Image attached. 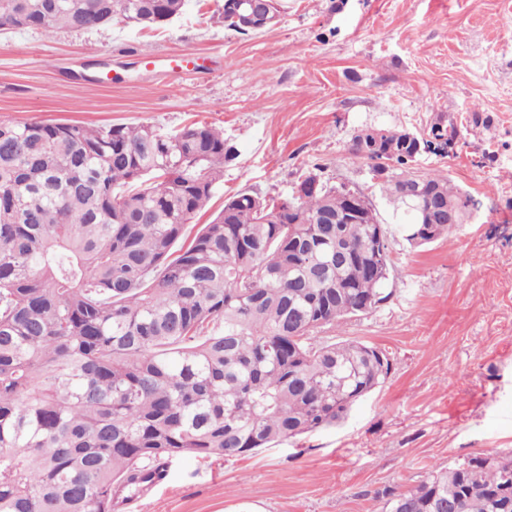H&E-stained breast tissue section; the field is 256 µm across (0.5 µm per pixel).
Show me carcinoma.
Wrapping results in <instances>:
<instances>
[{
  "label": "carcinoma",
  "instance_id": "1",
  "mask_svg": "<svg viewBox=\"0 0 512 512\" xmlns=\"http://www.w3.org/2000/svg\"><path fill=\"white\" fill-rule=\"evenodd\" d=\"M186 0H0V31L143 28ZM369 155L373 178L427 246L451 228L403 194L411 145ZM444 147L454 126L436 123ZM237 149L192 123L0 125V512H115L173 457H235L344 420L388 376L387 355L321 335L390 298L388 242L343 188L293 200L239 193L196 231ZM456 211L470 196L429 175ZM385 512H512V453L482 454L381 492Z\"/></svg>",
  "mask_w": 512,
  "mask_h": 512
}]
</instances>
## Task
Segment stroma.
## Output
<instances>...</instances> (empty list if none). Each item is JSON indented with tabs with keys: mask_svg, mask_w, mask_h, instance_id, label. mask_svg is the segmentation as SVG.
I'll use <instances>...</instances> for the list:
<instances>
[{
	"mask_svg": "<svg viewBox=\"0 0 512 512\" xmlns=\"http://www.w3.org/2000/svg\"><path fill=\"white\" fill-rule=\"evenodd\" d=\"M270 30L224 25V0H187L151 30L0 32V123L222 128L238 150L195 224L247 192L291 197L309 174L360 190L391 249L376 311L337 339L385 351V382L341 424L236 457L170 459L139 512H384L383 489L479 454L512 452V0H282ZM193 53L214 67L145 70L146 55ZM486 124L471 122L474 113ZM454 125L443 174L477 210L429 246L404 240L370 162L368 127L428 136Z\"/></svg>",
	"mask_w": 512,
	"mask_h": 512,
	"instance_id": "35a3bbf8",
	"label": "stroma"
}]
</instances>
